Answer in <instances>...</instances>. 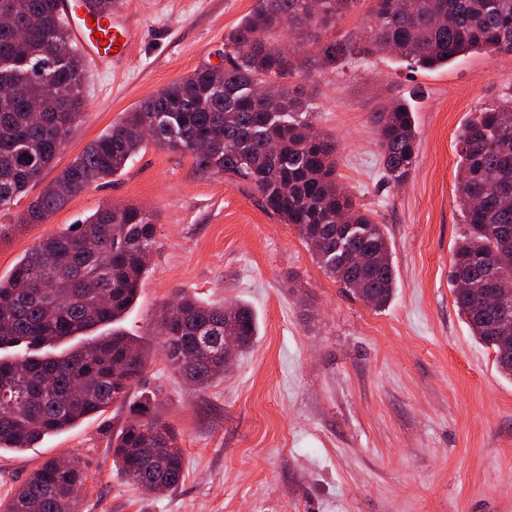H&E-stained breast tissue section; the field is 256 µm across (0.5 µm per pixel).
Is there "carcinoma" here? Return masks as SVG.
<instances>
[{
	"label": "carcinoma",
	"mask_w": 512,
	"mask_h": 512,
	"mask_svg": "<svg viewBox=\"0 0 512 512\" xmlns=\"http://www.w3.org/2000/svg\"><path fill=\"white\" fill-rule=\"evenodd\" d=\"M258 0L224 36V68L210 64L169 83L92 140L17 217L40 224L70 197L124 170L148 142L190 155L204 171L249 183L263 209L296 227L318 265L375 309L394 295L395 269L382 225L357 210L336 180L335 145L314 130L313 113L281 79L292 70L277 36L315 42L361 0ZM361 35L334 45L339 55H371L385 46L413 68L432 70L462 55L512 49V0H368ZM19 39L0 28V210L42 179L83 118V70L61 63L74 53L57 0H0ZM45 103L44 122L32 101ZM371 122L385 176L396 184L413 170V112L396 101ZM210 143L204 156L195 144ZM459 202L467 232L452 255L451 281L466 274L473 288L454 304L473 336L512 377V345H502L493 316L478 313L493 292L512 315V99L476 114L458 135ZM153 214L136 206H105L34 244L0 279V348L22 344L27 355L0 358V452L33 448L109 405L125 401L145 365L137 339L120 330L84 348L45 351L80 332L118 322L136 302L145 258L156 245ZM240 337L238 353L258 336L246 303L213 304L181 294L164 323L161 346L174 369L200 390L224 376V334ZM137 405L142 419L112 436V463L148 492L175 490L185 456L166 421ZM84 474L78 461L49 460L0 503V512H79Z\"/></svg>",
	"instance_id": "1"
}]
</instances>
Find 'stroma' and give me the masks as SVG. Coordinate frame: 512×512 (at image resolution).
I'll list each match as a JSON object with an SVG mask.
<instances>
[{
  "instance_id": "obj_1",
  "label": "stroma",
  "mask_w": 512,
  "mask_h": 512,
  "mask_svg": "<svg viewBox=\"0 0 512 512\" xmlns=\"http://www.w3.org/2000/svg\"><path fill=\"white\" fill-rule=\"evenodd\" d=\"M129 22L122 62L86 65L84 121L52 181L84 147L166 84L218 63L224 36L256 0H118ZM289 86L336 144L337 180L383 224L397 275L376 310L317 264L293 225L245 181L204 172L148 145L123 172L74 196L41 224L0 212V278L35 243L106 205L154 214L157 245L122 321L147 360L126 402L36 447L0 453V501L52 458H76L79 512H512V378L454 304L452 251L465 231L457 137L477 112L512 97V55L472 52L448 68L407 67L386 52L326 60L293 51ZM414 112L415 170L387 183L372 112ZM247 303L260 332L231 371L192 389L159 347L179 293ZM185 452L184 478L150 494L112 464V435L142 393Z\"/></svg>"
}]
</instances>
